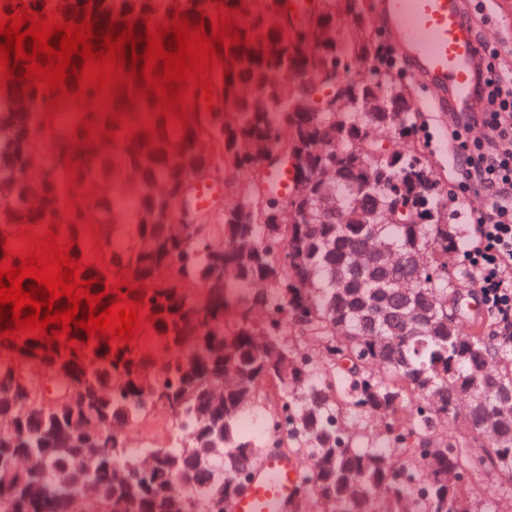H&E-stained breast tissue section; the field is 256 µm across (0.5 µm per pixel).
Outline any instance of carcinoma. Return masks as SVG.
Instances as JSON below:
<instances>
[{
	"label": "carcinoma",
	"mask_w": 512,
	"mask_h": 512,
	"mask_svg": "<svg viewBox=\"0 0 512 512\" xmlns=\"http://www.w3.org/2000/svg\"><path fill=\"white\" fill-rule=\"evenodd\" d=\"M223 0L231 17L246 13L239 33L249 47L227 59L230 75L214 68L212 97L224 104L195 111L187 132L167 127L166 139L139 131L165 121L135 104L122 125L108 116L78 112L75 121L38 125L20 102L49 100L41 89L23 95L0 87V237L28 227L61 223L75 236L85 273L107 285L121 273L144 285V314L154 349L87 341L79 351L19 337L0 362V456L22 457L24 468L0 466V512H69L66 478L82 481L86 512H229L253 466L276 450L302 462L289 512H479L483 472L512 483V416L502 399L512 395V335H488L483 319L463 320L460 286L449 273L455 242L448 225L431 220L439 209V180L419 156L396 149L378 153L352 141L382 112H338L324 98L320 112L293 107L312 90L316 73L336 65L343 48L338 26H354L348 47L358 61L373 58L369 82L393 88L391 64L356 0H308L305 21L327 29L311 45L295 26L285 0ZM64 18L82 12L80 0H13V8ZM204 10L216 0H106L98 22L138 16L163 21ZM116 131L118 139L93 151L66 175L67 142L82 141V118ZM418 113H405L399 139L418 132ZM342 137H336V131ZM138 138L126 139L129 132ZM147 143H141V139ZM310 150L309 175L297 198H280L270 174L296 148ZM276 149L281 160H269ZM230 170L249 176L246 193L214 209H194L195 223L179 227L173 196L202 182H222ZM75 179L78 191L67 188ZM402 184L421 209L418 224H393L368 215L387 209ZM125 199L134 208L120 207ZM102 230L101 257L90 261L86 241ZM123 245L112 248V240ZM425 266L401 295L395 283L408 259ZM261 283L231 302L235 283ZM212 301L199 307L200 288ZM194 348L192 356L183 347ZM56 381L55 398L40 401L41 372ZM260 406L266 435L254 440L237 420ZM158 408L184 432L173 445L131 455L114 426L136 429ZM375 419L388 448L369 433H346L340 418ZM440 424L465 426L460 439L437 433ZM481 450L474 459L472 449ZM221 460L224 472L215 462Z\"/></svg>",
	"instance_id": "carcinoma-1"
}]
</instances>
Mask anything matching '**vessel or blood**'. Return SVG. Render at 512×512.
Masks as SVG:
<instances>
[{
  "instance_id": "vessel-or-blood-1",
  "label": "vessel or blood",
  "mask_w": 512,
  "mask_h": 512,
  "mask_svg": "<svg viewBox=\"0 0 512 512\" xmlns=\"http://www.w3.org/2000/svg\"><path fill=\"white\" fill-rule=\"evenodd\" d=\"M376 7L403 59L435 89L433 110L475 120V70L484 48L465 0H377ZM299 478L295 459L265 456L231 512H288Z\"/></svg>"
}]
</instances>
